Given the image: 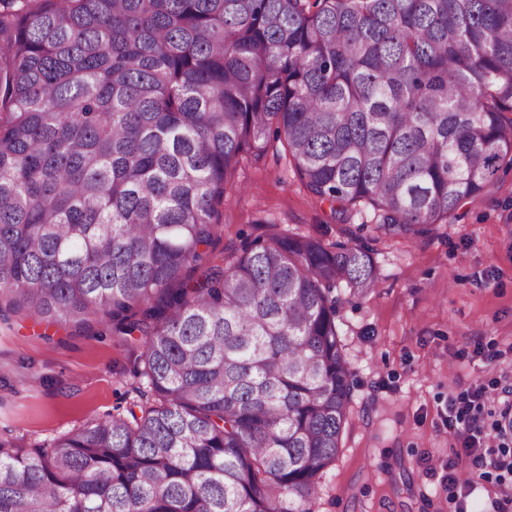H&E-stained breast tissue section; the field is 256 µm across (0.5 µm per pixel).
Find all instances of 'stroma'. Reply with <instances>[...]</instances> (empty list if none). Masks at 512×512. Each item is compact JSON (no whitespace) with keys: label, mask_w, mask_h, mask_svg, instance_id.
I'll use <instances>...</instances> for the list:
<instances>
[{"label":"stroma","mask_w":512,"mask_h":512,"mask_svg":"<svg viewBox=\"0 0 512 512\" xmlns=\"http://www.w3.org/2000/svg\"><path fill=\"white\" fill-rule=\"evenodd\" d=\"M220 205L210 262L270 230L324 243L365 244L380 268L365 296L337 291L338 330L352 371L347 421L314 512H488L496 481L457 495L438 489L439 468L461 444L442 424L449 397L492 386L491 357L512 347V170L450 223L419 236L377 227L368 209L332 217L273 142L241 163ZM136 338L83 326L0 323V437L50 444L139 401Z\"/></svg>","instance_id":"35a3bbf8"}]
</instances>
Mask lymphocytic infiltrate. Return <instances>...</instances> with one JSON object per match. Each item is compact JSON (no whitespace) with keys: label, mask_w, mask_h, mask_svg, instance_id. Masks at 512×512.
<instances>
[{"label":"lymphocytic infiltrate","mask_w":512,"mask_h":512,"mask_svg":"<svg viewBox=\"0 0 512 512\" xmlns=\"http://www.w3.org/2000/svg\"><path fill=\"white\" fill-rule=\"evenodd\" d=\"M500 379L495 387L476 388L471 397L452 399L444 424L462 444V452L448 462L450 472L442 476L446 491H455V471L471 470L470 488H477L488 477V469L499 472L500 496L494 512H512V359L500 360Z\"/></svg>","instance_id":"lymphocytic-infiltrate-1"}]
</instances>
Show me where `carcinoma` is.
<instances>
[{"label":"carcinoma","mask_w":512,"mask_h":512,"mask_svg":"<svg viewBox=\"0 0 512 512\" xmlns=\"http://www.w3.org/2000/svg\"><path fill=\"white\" fill-rule=\"evenodd\" d=\"M512 0H0V321L141 336L142 401L0 438V512H314L347 419L336 289L368 249L273 233L206 262L283 140L331 214L446 224L512 169Z\"/></svg>","instance_id":"obj_1"}]
</instances>
